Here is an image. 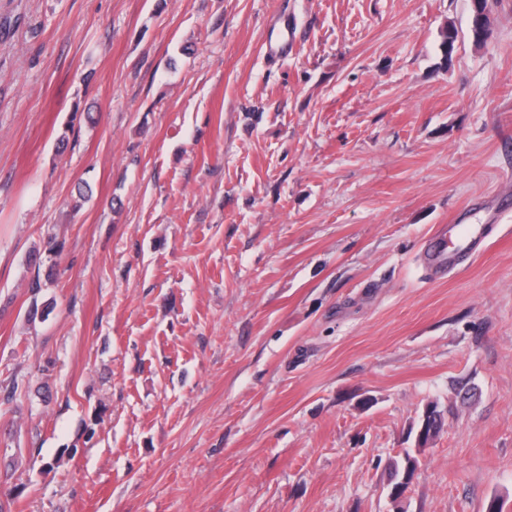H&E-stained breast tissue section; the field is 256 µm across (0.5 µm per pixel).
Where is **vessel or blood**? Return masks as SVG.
Here are the masks:
<instances>
[{
  "label": "vessel or blood",
  "mask_w": 512,
  "mask_h": 512,
  "mask_svg": "<svg viewBox=\"0 0 512 512\" xmlns=\"http://www.w3.org/2000/svg\"><path fill=\"white\" fill-rule=\"evenodd\" d=\"M482 227L451 224L426 242L423 257L431 277L440 279L456 268L464 257L480 253Z\"/></svg>",
  "instance_id": "obj_1"
}]
</instances>
